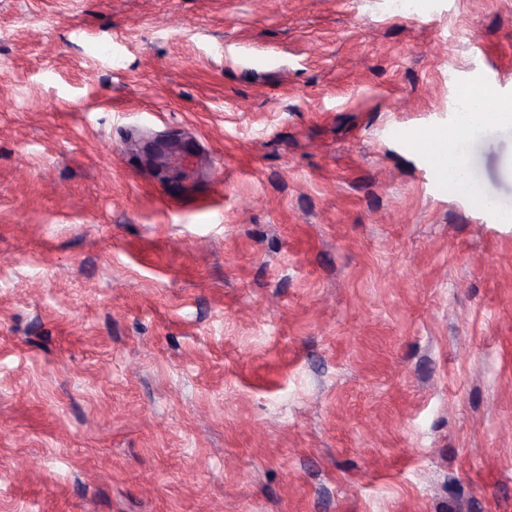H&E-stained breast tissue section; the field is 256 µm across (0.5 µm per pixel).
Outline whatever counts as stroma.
Wrapping results in <instances>:
<instances>
[{
	"instance_id": "1",
	"label": "stroma",
	"mask_w": 512,
	"mask_h": 512,
	"mask_svg": "<svg viewBox=\"0 0 512 512\" xmlns=\"http://www.w3.org/2000/svg\"><path fill=\"white\" fill-rule=\"evenodd\" d=\"M512 0H0V512H512ZM466 114L467 116L462 117L457 131L452 135V140L456 145L455 149L448 151L447 138L438 139L437 150L446 155V157L439 156L434 151L432 142L428 139H421L418 145L419 148L429 157L431 163L437 167L439 172L446 175V169H448V177L454 181H456L455 175H461L462 179L460 180V184L467 187L468 192L480 197L474 184L468 180L464 162L458 148L467 139L469 134L481 124L490 122L503 124L511 123L512 103H499L491 113H486L482 109H477L475 112H468Z\"/></svg>"
}]
</instances>
